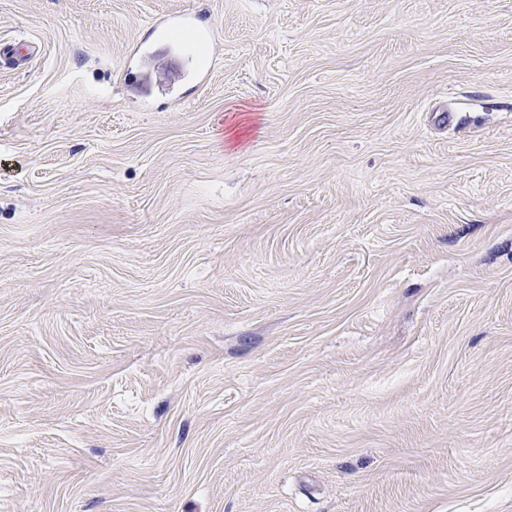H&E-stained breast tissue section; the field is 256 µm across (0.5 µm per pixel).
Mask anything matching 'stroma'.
Returning a JSON list of instances; mask_svg holds the SVG:
<instances>
[{
    "label": "stroma",
    "instance_id": "35a3bbf8",
    "mask_svg": "<svg viewBox=\"0 0 512 512\" xmlns=\"http://www.w3.org/2000/svg\"><path fill=\"white\" fill-rule=\"evenodd\" d=\"M3 42L0 512H512V0H0Z\"/></svg>",
    "mask_w": 512,
    "mask_h": 512
}]
</instances>
